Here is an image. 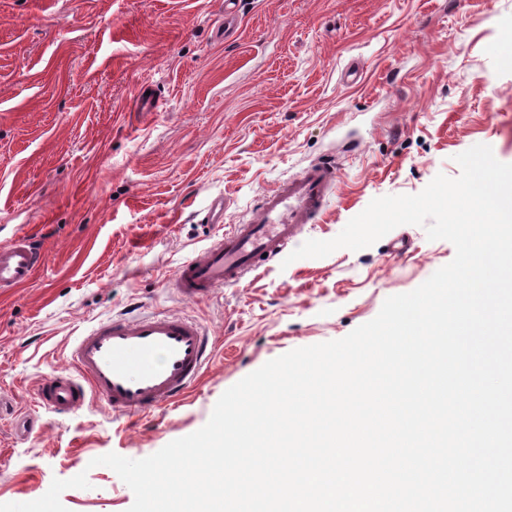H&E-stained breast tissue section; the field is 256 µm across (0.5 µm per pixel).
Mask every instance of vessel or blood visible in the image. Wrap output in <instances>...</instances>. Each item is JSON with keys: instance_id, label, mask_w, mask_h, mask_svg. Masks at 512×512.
Masks as SVG:
<instances>
[{"instance_id": "1", "label": "vessel or blood", "mask_w": 512, "mask_h": 512, "mask_svg": "<svg viewBox=\"0 0 512 512\" xmlns=\"http://www.w3.org/2000/svg\"><path fill=\"white\" fill-rule=\"evenodd\" d=\"M337 180L334 163L319 162L266 191L252 217L184 260L172 286L188 300L208 298L266 265L318 214ZM44 251L20 235L0 246V290L28 284ZM209 338L194 320L169 313L100 321L73 342L71 371L42 380L35 399L66 415L101 400L113 413L147 414L182 396L203 374Z\"/></svg>"}]
</instances>
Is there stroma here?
I'll return each instance as SVG.
<instances>
[{
	"label": "stroma",
	"mask_w": 512,
	"mask_h": 512,
	"mask_svg": "<svg viewBox=\"0 0 512 512\" xmlns=\"http://www.w3.org/2000/svg\"><path fill=\"white\" fill-rule=\"evenodd\" d=\"M144 86L158 111H136ZM477 144L512 164V0H243L229 25L224 0H0V244L25 233L45 248L34 279L0 294V401L34 422L20 433L0 418V503L84 472L89 488L61 495L68 512H128L130 488L92 459H142L197 431L245 376L344 338L455 256L402 225L180 298L177 266L267 189L321 160L338 167L293 251L336 237L374 198L458 177L456 155ZM217 196L223 223H203ZM133 309L203 326L202 379L140 419L98 400L39 407L74 337Z\"/></svg>",
	"instance_id": "35a3bbf8"
}]
</instances>
